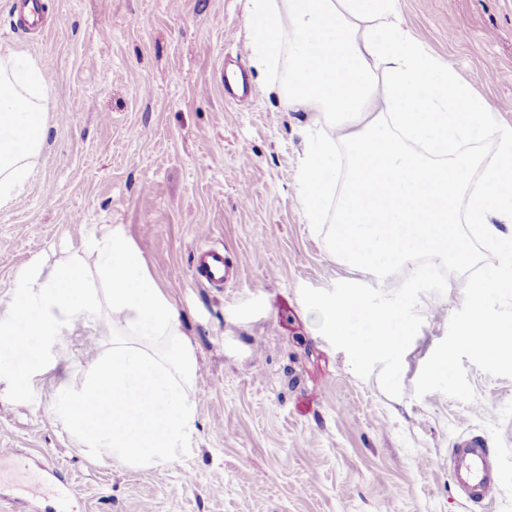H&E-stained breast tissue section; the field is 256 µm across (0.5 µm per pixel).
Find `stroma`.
<instances>
[{
    "label": "stroma",
    "mask_w": 512,
    "mask_h": 512,
    "mask_svg": "<svg viewBox=\"0 0 512 512\" xmlns=\"http://www.w3.org/2000/svg\"><path fill=\"white\" fill-rule=\"evenodd\" d=\"M41 29L19 30L0 0V52L33 60L49 136L25 191L0 207V313L21 272L79 255L121 228L180 314L198 374L187 456L138 468L101 462L63 428L60 386L80 387L111 329H64L16 403L0 379V498L59 512L37 470L49 461L74 512H512V378L474 364L475 401L416 398L417 377L463 303L465 279L422 296L400 397L362 379L305 308L301 286L351 280L391 292L334 257L329 224L298 201L305 113L250 65L243 0H43ZM413 35L512 127V0H401ZM248 66L253 97L224 96V67ZM208 245L236 271L221 288L194 277ZM485 441L493 499L468 500L450 472L455 444Z\"/></svg>",
    "instance_id": "35a3bbf8"
}]
</instances>
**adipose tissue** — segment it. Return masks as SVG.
I'll return each mask as SVG.
<instances>
[{"mask_svg": "<svg viewBox=\"0 0 512 512\" xmlns=\"http://www.w3.org/2000/svg\"><path fill=\"white\" fill-rule=\"evenodd\" d=\"M255 66L282 72L288 107L325 124L298 173L307 223H321L335 186L329 244L342 261L386 273L429 255L464 266L462 223L497 244L474 285L459 337L488 358L511 355L512 326L485 298L512 286V128L407 29L400 0H245ZM15 56H0V204L16 198L46 144L41 72L17 80ZM495 135L481 165L464 144Z\"/></svg>", "mask_w": 512, "mask_h": 512, "instance_id": "ef3b65f1", "label": "adipose tissue"}]
</instances>
